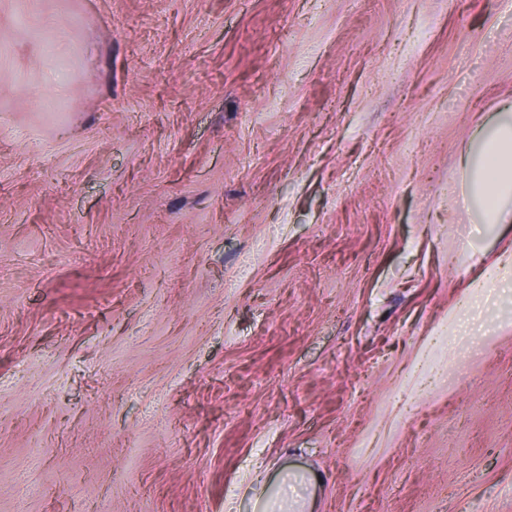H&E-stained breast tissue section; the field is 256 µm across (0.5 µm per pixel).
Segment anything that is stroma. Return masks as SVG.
Listing matches in <instances>:
<instances>
[{"mask_svg":"<svg viewBox=\"0 0 512 512\" xmlns=\"http://www.w3.org/2000/svg\"><path fill=\"white\" fill-rule=\"evenodd\" d=\"M506 102L512 0H0V512H512ZM512 105L501 108L494 130L478 158L461 160L459 191L463 201L476 204L483 224H512ZM510 279H512V251H504L498 256L494 264L468 282L466 287L467 296L461 310L464 311L465 315H468L473 300L482 295L485 288H489L491 284L498 281ZM317 482L314 474L287 473L278 480L276 491L267 494L264 486L252 498L253 512H305Z\"/></svg>","mask_w":512,"mask_h":512,"instance_id":"35a3bbf8","label":"stroma"}]
</instances>
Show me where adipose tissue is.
Segmentation results:
<instances>
[{"label":"adipose tissue","instance_id":"obj_1","mask_svg":"<svg viewBox=\"0 0 512 512\" xmlns=\"http://www.w3.org/2000/svg\"><path fill=\"white\" fill-rule=\"evenodd\" d=\"M459 191L465 203L477 205L487 224H512V105L501 108L494 130L478 158L463 156ZM317 479L288 473L274 493L256 490L252 512H306Z\"/></svg>","mask_w":512,"mask_h":512}]
</instances>
